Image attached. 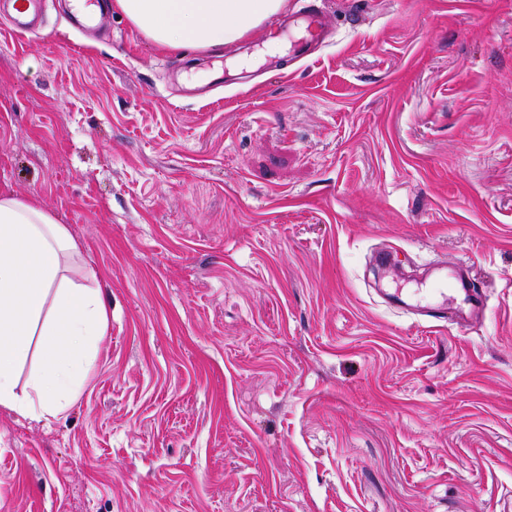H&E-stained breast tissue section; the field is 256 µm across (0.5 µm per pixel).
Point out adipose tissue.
<instances>
[{
  "mask_svg": "<svg viewBox=\"0 0 512 512\" xmlns=\"http://www.w3.org/2000/svg\"><path fill=\"white\" fill-rule=\"evenodd\" d=\"M286 0H106L157 46L219 52L279 13ZM78 245L32 197L0 191V409L58 417L79 394L108 326L100 289L67 275ZM38 365L20 372L29 356Z\"/></svg>",
  "mask_w": 512,
  "mask_h": 512,
  "instance_id": "obj_1",
  "label": "adipose tissue"
}]
</instances>
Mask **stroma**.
Instances as JSON below:
<instances>
[{
	"mask_svg": "<svg viewBox=\"0 0 512 512\" xmlns=\"http://www.w3.org/2000/svg\"><path fill=\"white\" fill-rule=\"evenodd\" d=\"M39 3L0 0V191L109 323L62 415L0 410V512H512V0H314L300 62ZM455 260L478 325L385 303Z\"/></svg>",
	"mask_w": 512,
	"mask_h": 512,
	"instance_id": "35a3bbf8",
	"label": "stroma"
}]
</instances>
